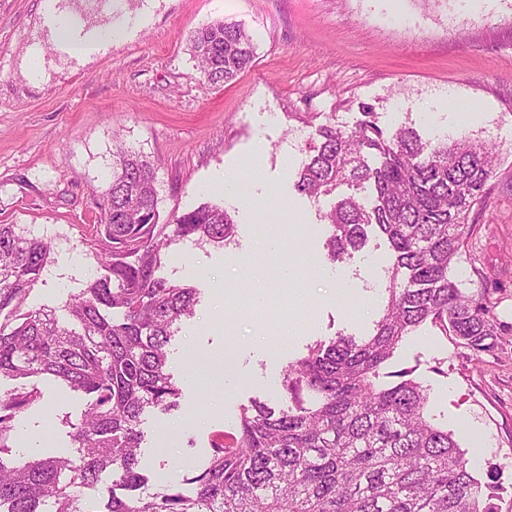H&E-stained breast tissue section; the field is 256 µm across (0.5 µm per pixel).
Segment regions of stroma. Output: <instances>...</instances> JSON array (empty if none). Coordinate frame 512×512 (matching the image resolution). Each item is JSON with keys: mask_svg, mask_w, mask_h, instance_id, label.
<instances>
[{"mask_svg": "<svg viewBox=\"0 0 512 512\" xmlns=\"http://www.w3.org/2000/svg\"><path fill=\"white\" fill-rule=\"evenodd\" d=\"M125 33L79 61L44 47L41 81L24 57L41 31L42 0H0V224L51 241L52 262L28 304L56 306L99 270L87 241L100 218L112 152L124 145L155 172L160 223L203 203L237 224L226 246L171 244L159 274L201 288L193 317L170 344L180 406L146 413L140 465L147 491L201 466L217 430L234 431L241 405L285 402L283 373L315 342L373 332L382 315L391 254L365 245L331 262L326 215L353 192L317 199L295 189L317 129L355 127L373 113L387 132L421 140L465 135L498 157L483 211L471 214L453 274L490 298L497 334L474 352L426 323L381 371L406 373L429 393L428 417L465 450L493 512H512V0H116ZM243 23L256 55L226 84L204 80L188 38L215 21ZM236 175L259 212L212 189ZM275 245L304 258L291 279L249 268L245 254ZM22 416V456L70 451L66 418L85 404L51 378Z\"/></svg>", "mask_w": 512, "mask_h": 512, "instance_id": "stroma-1", "label": "stroma"}]
</instances>
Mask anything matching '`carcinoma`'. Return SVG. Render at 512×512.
I'll return each mask as SVG.
<instances>
[{
  "instance_id": "cac0c4a2",
  "label": "carcinoma",
  "mask_w": 512,
  "mask_h": 512,
  "mask_svg": "<svg viewBox=\"0 0 512 512\" xmlns=\"http://www.w3.org/2000/svg\"><path fill=\"white\" fill-rule=\"evenodd\" d=\"M190 43L213 84L255 58L252 36L235 22L207 24ZM317 135L295 189L319 197L343 184L372 187L367 200L349 195L333 205L326 250L338 262L362 247L367 228L386 236L393 263L383 315L373 334L319 342L290 363L285 405L255 399L243 407L236 432L213 433L206 462L182 486L142 492V417L180 405L169 346L200 295L158 271L173 242L231 243L232 216L202 205L159 223L150 163L121 151L90 243L100 273L62 305L35 308L28 299L51 244L0 224V380L13 382L0 391V512H490L469 459L428 419L421 383L379 378L404 337L427 321L476 352L490 348L489 298L465 293L452 266L470 214L486 206L494 153L466 136L386 134L370 120L351 130L329 123ZM367 152L379 166H369ZM43 376L84 396L85 407L66 421L71 454L22 457L12 432L40 404ZM104 473L117 475L122 491L110 486L106 499L83 506L84 489Z\"/></svg>"
}]
</instances>
